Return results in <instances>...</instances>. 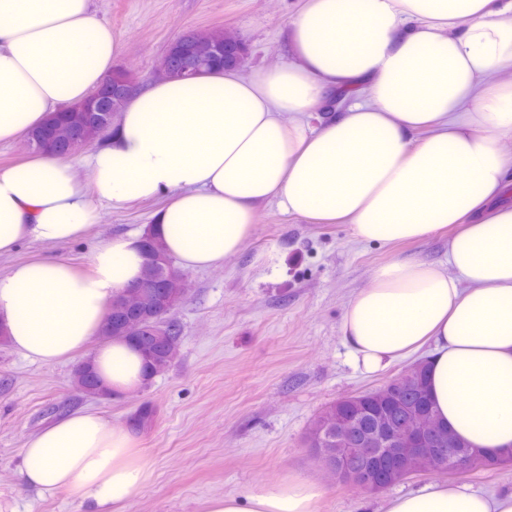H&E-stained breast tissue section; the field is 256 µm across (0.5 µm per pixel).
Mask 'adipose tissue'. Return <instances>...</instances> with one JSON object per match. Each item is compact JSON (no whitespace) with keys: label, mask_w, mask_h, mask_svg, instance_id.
I'll list each match as a JSON object with an SVG mask.
<instances>
[{"label":"adipose tissue","mask_w":512,"mask_h":512,"mask_svg":"<svg viewBox=\"0 0 512 512\" xmlns=\"http://www.w3.org/2000/svg\"><path fill=\"white\" fill-rule=\"evenodd\" d=\"M288 61L243 77L227 68L135 92L84 163L38 153L0 166V256L20 243L81 238L99 208L159 199L152 229L185 268L223 263L277 202L354 239L421 240L451 225L444 263L391 262L348 302L342 342L377 374L431 347L434 413L475 448H512V0H299ZM119 55L91 0H0V143L83 102ZM355 98L321 115L336 89ZM143 236L97 248L81 274L60 259L0 274V325L11 348L51 364L98 335L113 297L140 277ZM113 395L149 373L127 341L90 357ZM25 484L75 492L86 512L133 502L152 481L131 430L86 409L34 433ZM322 488L295 478L210 498L205 512H313ZM385 512H512V493L429 485Z\"/></svg>","instance_id":"1"}]
</instances>
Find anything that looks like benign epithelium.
I'll return each instance as SVG.
<instances>
[{"mask_svg":"<svg viewBox=\"0 0 512 512\" xmlns=\"http://www.w3.org/2000/svg\"><path fill=\"white\" fill-rule=\"evenodd\" d=\"M136 88V80L126 74L122 88L105 80V90L95 91L83 103L86 112H98L97 135L109 127L112 117ZM94 142L81 137L67 125L53 128L42 148L71 152ZM186 292L184 279L175 269L163 275L149 291L127 288L112 300L106 313V326L100 339H112V321L120 320V335L140 341L145 336H166V325L151 312L175 308ZM422 389L421 374L410 368L372 390L371 403L387 406L351 413L336 410L328 421L309 435L308 447L337 480L367 492H381L412 476L431 471H462L469 464L481 465L487 459L512 457V451L467 450L445 430L436 416H421L408 405L404 392Z\"/></svg>","mask_w":512,"mask_h":512,"instance_id":"benign-epithelium-1","label":"benign epithelium"}]
</instances>
